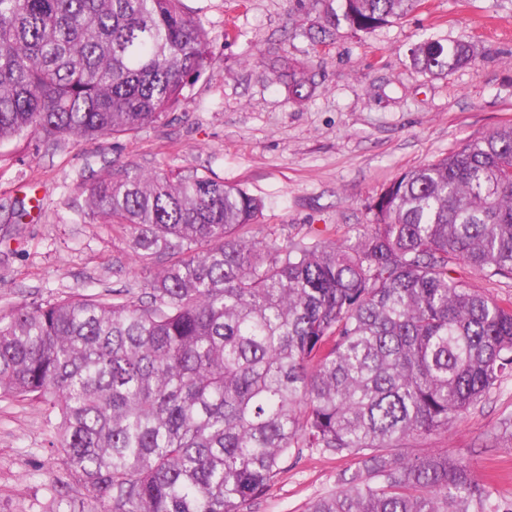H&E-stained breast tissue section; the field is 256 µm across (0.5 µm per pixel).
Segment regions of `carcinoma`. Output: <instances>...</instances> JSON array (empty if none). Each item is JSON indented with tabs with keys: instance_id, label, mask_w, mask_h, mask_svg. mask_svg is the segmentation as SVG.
<instances>
[{
	"instance_id": "obj_1",
	"label": "carcinoma",
	"mask_w": 512,
	"mask_h": 512,
	"mask_svg": "<svg viewBox=\"0 0 512 512\" xmlns=\"http://www.w3.org/2000/svg\"><path fill=\"white\" fill-rule=\"evenodd\" d=\"M306 35L370 32L422 0H339ZM182 0H0V143L137 134L214 62ZM430 74L472 46L425 41ZM312 78L288 69L305 97ZM132 230L141 293L22 301L0 314V398L41 402L64 477L51 512H245L295 448L358 461L305 512H497L468 465L387 452L440 434L512 376V125L411 169L356 241L245 239L263 203L206 172L128 165L85 186ZM468 282L471 288L479 292L492 295L498 298L512 297V280L502 279L500 281H488L482 276L472 273L467 274Z\"/></svg>"
}]
</instances>
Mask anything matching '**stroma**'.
Returning <instances> with one entry per match:
<instances>
[{"mask_svg": "<svg viewBox=\"0 0 512 512\" xmlns=\"http://www.w3.org/2000/svg\"><path fill=\"white\" fill-rule=\"evenodd\" d=\"M213 36L216 59L184 107L135 136L59 146L0 144V313L25 299L126 290L138 295L146 265L131 231L89 219L85 184L132 163L201 170L262 199L245 236L280 242L357 237L368 205L405 171L512 123V0H426L374 31L340 27L314 46L325 0H183ZM435 39L471 43L475 61L451 74L414 67L411 50ZM306 69L294 98L282 64ZM39 207L15 219L16 201ZM47 414L35 401L0 400V512H50L49 483L63 471ZM403 456L445 452L469 464L499 512L512 506V378L448 432L407 439ZM355 458L311 448L293 453L248 512H304L336 491Z\"/></svg>", "mask_w": 512, "mask_h": 512, "instance_id": "obj_1", "label": "stroma"}]
</instances>
